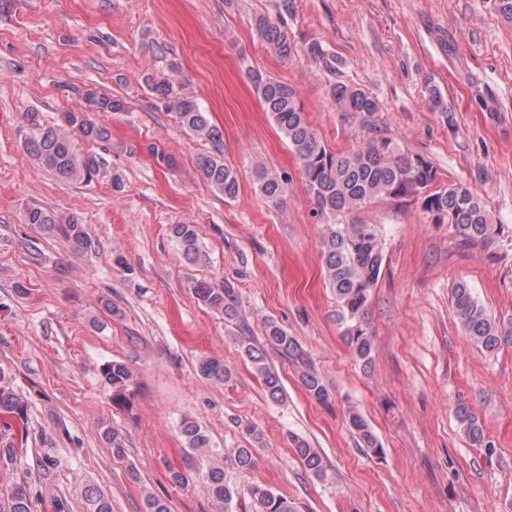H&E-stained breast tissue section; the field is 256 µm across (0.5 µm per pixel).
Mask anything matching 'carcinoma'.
<instances>
[{"label": "carcinoma", "mask_w": 512, "mask_h": 512, "mask_svg": "<svg viewBox=\"0 0 512 512\" xmlns=\"http://www.w3.org/2000/svg\"><path fill=\"white\" fill-rule=\"evenodd\" d=\"M255 35L286 62L294 55L288 29L259 15L253 19ZM263 109L269 113L278 129L288 140L305 180L308 194L315 204V215L323 224L322 260L327 286L336 304V320L342 336L352 348L363 371L372 368L374 335L368 317L369 302L376 287L384 261L382 231L377 224H364L354 214L380 201L409 197L420 203L423 212L435 224H449L457 244L463 249L488 245L497 236L501 225L494 222L481 195L457 183L435 187L437 170L425 158L404 153L387 139H368L348 151L328 149L311 125L297 90L281 81L261 74L254 77ZM143 82L160 100L166 111L175 115L178 123L195 138L209 144L210 151L197 158L202 178L213 191L234 199L239 192L237 173L224 163V144L219 130L211 124L197 100L184 92L181 85L170 81L160 83L146 75ZM330 95L342 112L373 113L377 101L364 90L344 83H335ZM85 108L67 112L59 124L36 127L22 136L25 154L41 169L65 182L91 181L104 166V159L83 150V141H107L108 127L94 122L93 112H118L123 104L92 89L84 92ZM289 177L262 168L256 171V184L270 203L280 201L286 193ZM23 220L49 235H60L68 241L75 254L89 255L99 243L86 224L74 213L61 214L38 204L25 207ZM172 237L183 257L189 261L200 258L197 226L174 224ZM194 297L203 306L230 319L239 317L240 300L234 286L198 280L192 286ZM455 315L465 335L477 347L492 353L504 342L512 341V321L504 324L492 315L472 294L465 283L453 288ZM267 340L288 355L302 369L301 380L306 391L320 402L330 398L323 377L311 366L299 343L275 321L265 324ZM242 355L251 362L263 381L266 394L278 402L284 391L278 373L267 363L263 348L249 336L238 337ZM198 374L208 380L225 382L232 377L218 358L199 360ZM101 375L112 388V404L120 409L130 407V394L135 374L124 361L112 360L101 367ZM27 405L16 393L9 377L0 371V475L17 464L19 443L11 423L5 418L25 419ZM472 445L494 451V444L467 407L456 410ZM349 424L358 446L377 455L382 445L365 418L356 410L348 411ZM249 447L233 448L220 454L213 448L210 436L194 421L181 422V435L190 449L187 468L196 472L204 489L217 503L220 512H233L234 503L247 498L252 512H296L288 499L277 495L270 487L254 483L240 489L225 478L224 468L217 464L225 457L240 469L255 466L254 449L263 444V434L252 424L242 427ZM295 452L306 471L323 481L327 469L318 449L303 439H292ZM83 512H112L108 496L94 487L82 490ZM0 512H34L30 487L13 481L0 491Z\"/></svg>", "instance_id": "cac0c4a2"}]
</instances>
